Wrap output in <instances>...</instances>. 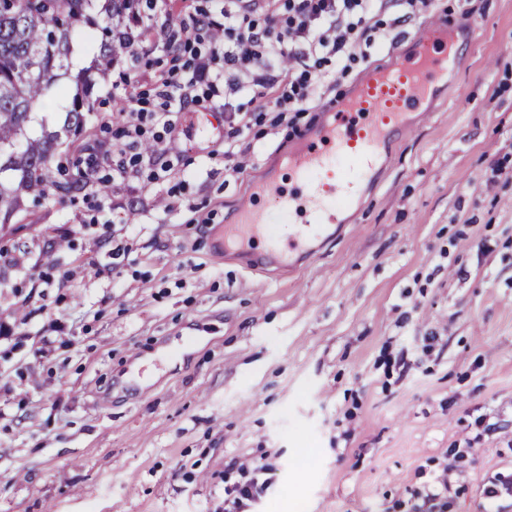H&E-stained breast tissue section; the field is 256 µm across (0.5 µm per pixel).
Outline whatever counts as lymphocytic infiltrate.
<instances>
[{
  "label": "lymphocytic infiltrate",
  "mask_w": 512,
  "mask_h": 512,
  "mask_svg": "<svg viewBox=\"0 0 512 512\" xmlns=\"http://www.w3.org/2000/svg\"><path fill=\"white\" fill-rule=\"evenodd\" d=\"M262 2L216 0L191 27L161 26L165 45L190 48L191 55L158 82L156 109H147L145 99L127 97L121 136L112 144L120 178H139L143 167L167 154L164 136L175 127L174 114L192 104L223 113L224 158L233 160L250 124L247 113L233 105V95L250 91L279 111H307L317 88L346 76L376 43L378 28L371 23L376 0H288L287 19L269 14L259 21L255 15ZM281 61L292 79L278 91L268 70ZM149 121L162 132L142 154L136 147Z\"/></svg>",
  "instance_id": "1"
}]
</instances>
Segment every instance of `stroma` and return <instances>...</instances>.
Segmentation results:
<instances>
[{
	"instance_id": "stroma-1",
	"label": "stroma",
	"mask_w": 512,
	"mask_h": 512,
	"mask_svg": "<svg viewBox=\"0 0 512 512\" xmlns=\"http://www.w3.org/2000/svg\"><path fill=\"white\" fill-rule=\"evenodd\" d=\"M211 7L151 0L73 151L116 134L120 73L171 66L156 28ZM432 14L479 39L458 40L356 225L288 272L248 269L216 234L316 110L236 97L252 123L233 173L223 115H182L159 183L107 162L100 208L20 214L27 246L0 264V512H225L234 459L271 467L252 512H512L486 494L512 478V0ZM375 18L374 64L421 24L396 0Z\"/></svg>"
}]
</instances>
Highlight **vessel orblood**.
<instances>
[{
	"instance_id": "1",
	"label": "vessel or blood",
	"mask_w": 512,
	"mask_h": 512,
	"mask_svg": "<svg viewBox=\"0 0 512 512\" xmlns=\"http://www.w3.org/2000/svg\"><path fill=\"white\" fill-rule=\"evenodd\" d=\"M451 53L449 29L428 22L408 49L394 52L389 65L369 69L351 95L327 109L283 158L306 183V194L284 193L274 168L252 187L253 196L274 200L286 218L296 219L287 239L269 236L268 212L248 205L225 225L224 250L251 255L256 268H285L292 253H312L320 232L354 207L360 184L386 167L391 135L409 128L411 113L447 85Z\"/></svg>"
}]
</instances>
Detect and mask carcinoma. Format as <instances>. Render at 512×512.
Listing matches in <instances>:
<instances>
[{"instance_id":"1","label":"carcinoma","mask_w":512,"mask_h":512,"mask_svg":"<svg viewBox=\"0 0 512 512\" xmlns=\"http://www.w3.org/2000/svg\"><path fill=\"white\" fill-rule=\"evenodd\" d=\"M0 0V225L15 212L54 194L65 201L78 188L81 162L60 150L62 139L86 129L90 98L96 80L112 68L113 40L138 18L142 0ZM102 31L99 53L92 68L70 79L67 60L77 38L94 39ZM67 101V124L60 131L28 136L34 114L50 97Z\"/></svg>"}]
</instances>
